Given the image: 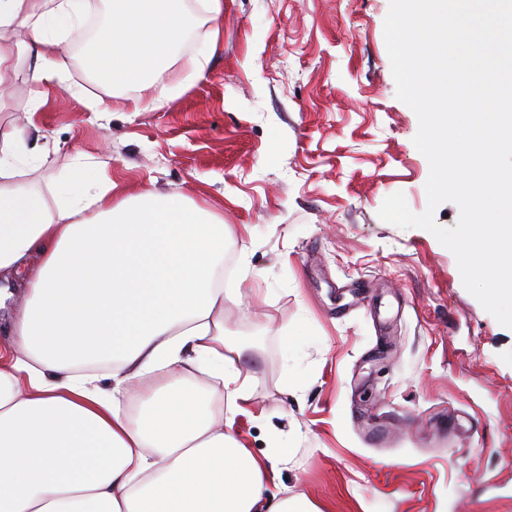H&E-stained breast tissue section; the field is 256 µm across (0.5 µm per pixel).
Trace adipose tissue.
Masks as SVG:
<instances>
[{"label": "adipose tissue", "mask_w": 512, "mask_h": 512, "mask_svg": "<svg viewBox=\"0 0 512 512\" xmlns=\"http://www.w3.org/2000/svg\"><path fill=\"white\" fill-rule=\"evenodd\" d=\"M84 8L0 0L1 100L23 66L60 82ZM185 33L180 0H112L80 61L106 91L97 112L142 111L139 87L166 99ZM50 153L21 130L0 141V274L37 263L0 361V512H321L283 494L286 453L257 458L233 433L250 377L224 329L223 222L79 156L43 194L29 174Z\"/></svg>", "instance_id": "obj_1"}]
</instances>
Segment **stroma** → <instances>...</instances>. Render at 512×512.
I'll list each match as a JSON object with an SVG mask.
<instances>
[{
  "label": "stroma",
  "mask_w": 512,
  "mask_h": 512,
  "mask_svg": "<svg viewBox=\"0 0 512 512\" xmlns=\"http://www.w3.org/2000/svg\"><path fill=\"white\" fill-rule=\"evenodd\" d=\"M182 0L179 57L209 38L203 77L144 112L100 115L74 55L68 82L19 77L0 138L44 95L42 189L75 154L130 192L182 193L224 222V326L253 376L235 430L288 454L282 482L322 512H512V328L464 287L429 231L380 219L390 194L427 206V159L397 99L389 0ZM251 234H244V227Z\"/></svg>",
  "instance_id": "35a3bbf8"
}]
</instances>
